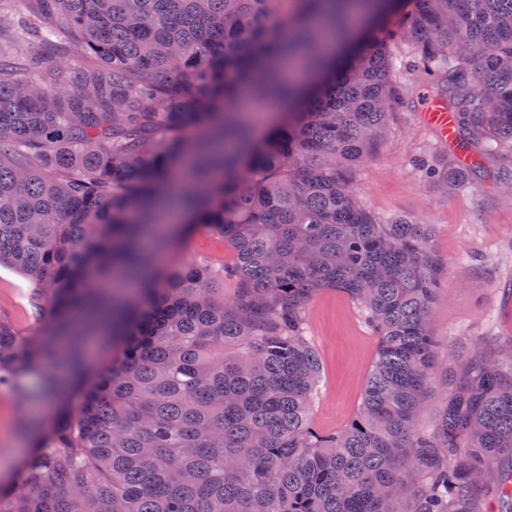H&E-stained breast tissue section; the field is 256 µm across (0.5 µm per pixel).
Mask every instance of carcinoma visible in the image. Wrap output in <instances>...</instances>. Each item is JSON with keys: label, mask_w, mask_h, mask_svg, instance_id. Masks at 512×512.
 <instances>
[{"label": "carcinoma", "mask_w": 512, "mask_h": 512, "mask_svg": "<svg viewBox=\"0 0 512 512\" xmlns=\"http://www.w3.org/2000/svg\"><path fill=\"white\" fill-rule=\"evenodd\" d=\"M0 0V264L50 304L0 315V385L110 327L0 512H512V343L454 365L431 330L446 275L432 227L367 209L355 172L425 85L454 115L470 184L512 145V0ZM36 43L19 52L12 45ZM282 98L267 134L243 93ZM174 209L190 221L167 229ZM203 225L229 264L156 262ZM239 293L224 297V278ZM334 289L379 338L357 413L315 428L305 311ZM450 387L433 432L419 419Z\"/></svg>", "instance_id": "cac0c4a2"}]
</instances>
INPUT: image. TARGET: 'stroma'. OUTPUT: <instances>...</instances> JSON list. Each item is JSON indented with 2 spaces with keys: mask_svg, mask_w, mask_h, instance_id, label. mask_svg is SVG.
I'll use <instances>...</instances> for the list:
<instances>
[{
  "mask_svg": "<svg viewBox=\"0 0 512 512\" xmlns=\"http://www.w3.org/2000/svg\"><path fill=\"white\" fill-rule=\"evenodd\" d=\"M445 152L420 112L399 109L386 143L356 171L359 198L382 219L410 216L432 225L431 246L447 267L443 296L432 318L441 347L474 336L512 342V193L489 179L437 188L413 161ZM168 260L219 265L231 256L223 241L201 231L188 249L170 253ZM33 292L30 281L0 265V313L26 332L40 330L50 317L48 307H33ZM306 324L323 361L321 395L311 420L316 428L336 431L360 404L378 338L359 309L336 290L323 291L310 302ZM33 411L16 388L0 385V476L15 473L27 445L23 430Z\"/></svg>",
  "mask_w": 512,
  "mask_h": 512,
  "instance_id": "1",
  "label": "stroma"
}]
</instances>
